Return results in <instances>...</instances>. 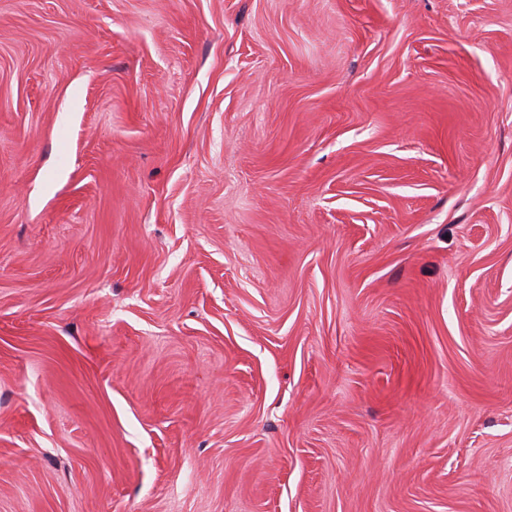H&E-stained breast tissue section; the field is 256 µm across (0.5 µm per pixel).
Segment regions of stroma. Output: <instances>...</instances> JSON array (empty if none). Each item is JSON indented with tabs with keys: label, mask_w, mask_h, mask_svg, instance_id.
I'll return each mask as SVG.
<instances>
[{
	"label": "stroma",
	"mask_w": 512,
	"mask_h": 512,
	"mask_svg": "<svg viewBox=\"0 0 512 512\" xmlns=\"http://www.w3.org/2000/svg\"><path fill=\"white\" fill-rule=\"evenodd\" d=\"M0 512H512V0H0Z\"/></svg>",
	"instance_id": "obj_1"
}]
</instances>
